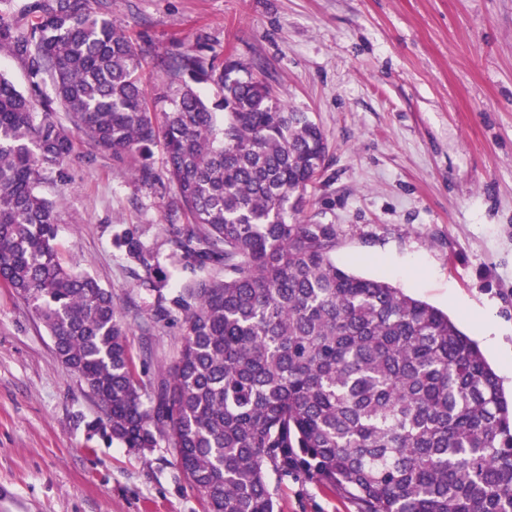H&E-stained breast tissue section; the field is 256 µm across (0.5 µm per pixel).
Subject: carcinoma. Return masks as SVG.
Listing matches in <instances>:
<instances>
[{
	"label": "carcinoma",
	"mask_w": 512,
	"mask_h": 512,
	"mask_svg": "<svg viewBox=\"0 0 512 512\" xmlns=\"http://www.w3.org/2000/svg\"><path fill=\"white\" fill-rule=\"evenodd\" d=\"M0 14V283L28 303L100 424L127 448H173L207 512H275L266 469L304 474L358 512H512V403L479 346L434 306L333 259L336 225L300 219L327 144L253 66L187 50L148 94L131 36L105 0H30ZM217 89L213 98L198 87ZM80 140L137 154L162 145L177 190L169 239L188 273L157 321L182 315L171 371L135 372L117 298L66 266L60 200L39 191ZM136 264L135 228L114 239ZM0 70L5 73L14 84L24 89L27 86V75L23 63L12 56H0Z\"/></svg>",
	"instance_id": "carcinoma-1"
}]
</instances>
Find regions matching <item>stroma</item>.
<instances>
[{
  "label": "stroma",
  "mask_w": 512,
  "mask_h": 512,
  "mask_svg": "<svg viewBox=\"0 0 512 512\" xmlns=\"http://www.w3.org/2000/svg\"><path fill=\"white\" fill-rule=\"evenodd\" d=\"M137 39L149 85L194 48L256 62V75L307 112L328 141L302 213L336 227L337 263L440 308L481 340L512 393V0H112ZM136 161L80 146L61 198L65 264L112 289L143 379L167 372L177 322L152 323L143 279L171 271L176 189L137 181ZM136 228L154 257L136 266L114 244ZM84 384L12 289L0 285V512H206L167 444L112 440ZM276 512H358L317 479L267 470Z\"/></svg>",
  "instance_id": "1"
}]
</instances>
